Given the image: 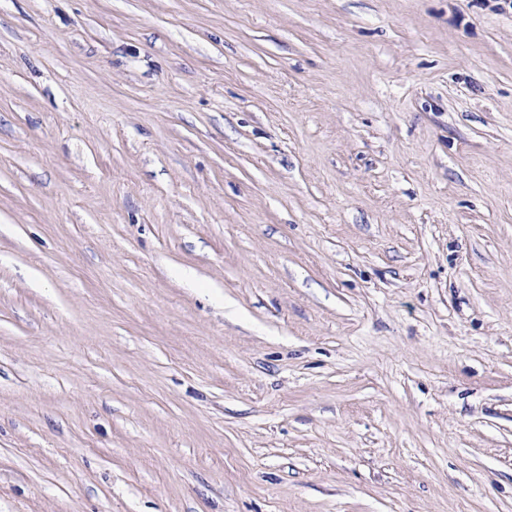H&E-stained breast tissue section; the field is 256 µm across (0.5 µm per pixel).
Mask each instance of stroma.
Wrapping results in <instances>:
<instances>
[{"mask_svg":"<svg viewBox=\"0 0 512 512\" xmlns=\"http://www.w3.org/2000/svg\"><path fill=\"white\" fill-rule=\"evenodd\" d=\"M0 512H512V6L0 0Z\"/></svg>","mask_w":512,"mask_h":512,"instance_id":"1","label":"stroma"}]
</instances>
